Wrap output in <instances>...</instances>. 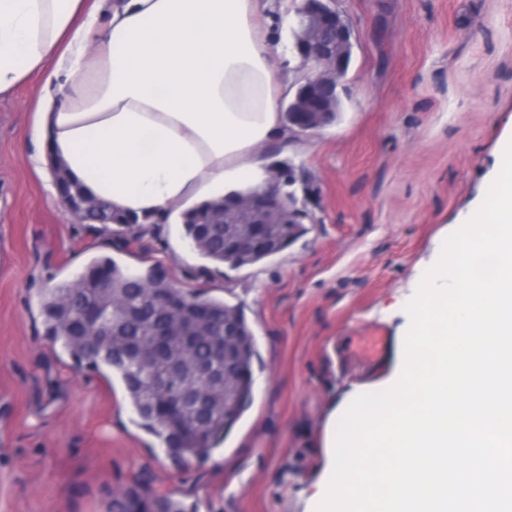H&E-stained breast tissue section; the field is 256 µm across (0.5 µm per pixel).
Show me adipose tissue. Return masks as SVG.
<instances>
[{"instance_id": "obj_1", "label": "adipose tissue", "mask_w": 512, "mask_h": 512, "mask_svg": "<svg viewBox=\"0 0 512 512\" xmlns=\"http://www.w3.org/2000/svg\"><path fill=\"white\" fill-rule=\"evenodd\" d=\"M0 0V97L36 73L37 172L61 164L147 223L263 185L261 148L290 137L269 0Z\"/></svg>"}]
</instances>
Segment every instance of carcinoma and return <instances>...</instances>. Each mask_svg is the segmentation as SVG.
I'll use <instances>...</instances> for the list:
<instances>
[{"label": "carcinoma", "mask_w": 512, "mask_h": 512, "mask_svg": "<svg viewBox=\"0 0 512 512\" xmlns=\"http://www.w3.org/2000/svg\"><path fill=\"white\" fill-rule=\"evenodd\" d=\"M239 193L234 192L218 199L205 200L180 214L186 238L204 258L228 264L232 267L252 265L271 258L299 238L305 231L303 222L311 218L307 206L299 205L296 192H286L288 199V223L273 227L263 245L250 251H239L235 243L225 238L227 224L224 214H233L232 203ZM87 224H100L107 229L112 224H137L135 216L125 215L107 208L92 209L84 217ZM107 277L112 296L138 311L139 317L125 321L119 335L101 344L95 350L86 348L74 327L80 323L82 303L86 302L105 316L111 315L109 297L97 288L96 275ZM151 286L158 292L171 291V282L158 275L154 269L143 274L132 273L109 257L95 259L87 270L72 281L63 282L43 294L42 311L46 336L53 343H61L79 366H85L101 375H116L121 380L127 399L150 430L165 446L169 456L178 460L202 459L210 455L221 436H228L249 408L253 398V359L256 355L255 336L244 313L236 305L210 297L203 293L180 291L188 305L202 307L205 320L198 323L193 344L199 362L218 372L219 380L209 388V415L197 431L187 432L162 419L164 400L150 393V382L163 373L167 362L177 357L180 337L173 327L154 318L152 301L142 289ZM233 318L238 333L234 350L224 353L215 350V337L210 325ZM162 334L168 337L167 355L162 361L150 366L142 363L130 345L150 336ZM149 478L141 474L125 495L114 499L109 512H185L182 504L168 496L154 495L148 490Z\"/></svg>", "instance_id": "cac0c4a2"}]
</instances>
